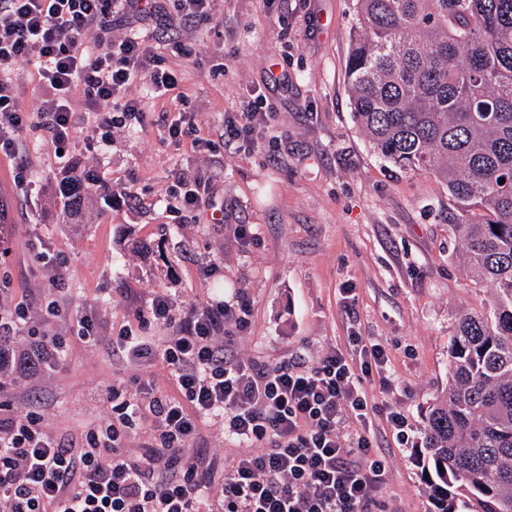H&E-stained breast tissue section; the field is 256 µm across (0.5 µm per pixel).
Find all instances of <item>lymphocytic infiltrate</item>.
Wrapping results in <instances>:
<instances>
[{
  "label": "lymphocytic infiltrate",
  "instance_id": "1",
  "mask_svg": "<svg viewBox=\"0 0 512 512\" xmlns=\"http://www.w3.org/2000/svg\"><path fill=\"white\" fill-rule=\"evenodd\" d=\"M212 0H0V153L12 155L11 134L27 124L10 78L16 64L31 65L48 97L37 114L49 143L76 145V111L96 113L102 133L143 123L133 82L158 95L175 89L177 72L164 68L158 48L182 23L211 24ZM125 36H112L115 24ZM152 25L150 35L139 28ZM272 114L257 96L225 116L224 141H251ZM217 173L178 177L179 210L200 217ZM247 289L207 303L161 343L143 336L144 322L123 326L111 340L113 355L138 365L162 363L177 389L161 393L148 381L136 391L112 386L111 422L83 442L61 444L35 412L0 417V512H365L383 482L385 463L372 457L367 384L380 374L389 384L385 347L349 337L318 363L292 356L273 365L244 362L226 336L252 322ZM208 421L224 426L238 448L213 490L201 455L191 445ZM153 442L140 450L128 441L141 424Z\"/></svg>",
  "mask_w": 512,
  "mask_h": 512
}]
</instances>
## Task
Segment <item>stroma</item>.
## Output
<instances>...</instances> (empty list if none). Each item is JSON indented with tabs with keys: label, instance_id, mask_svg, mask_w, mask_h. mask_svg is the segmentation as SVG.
I'll return each mask as SVG.
<instances>
[{
	"label": "stroma",
	"instance_id": "35a3bbf8",
	"mask_svg": "<svg viewBox=\"0 0 512 512\" xmlns=\"http://www.w3.org/2000/svg\"><path fill=\"white\" fill-rule=\"evenodd\" d=\"M211 8L220 27L173 25L195 43V57L159 49L181 77L178 88L158 98L144 82L130 86L145 102L144 124L115 129L104 143L97 115L80 113L70 156L111 199L87 195L70 215L63 162L36 125L15 134L16 155L0 154V281L8 285L0 302L27 313L12 345L27 347L45 332L65 340L55 367L0 380V414L38 411L53 435L80 441L110 421L113 381L145 378L173 390L162 364L130 366L110 349L153 291L176 303L171 324L145 329L159 340L242 287L254 305L251 327L233 337L244 361L274 364L297 353L314 363L346 348L356 331L385 346L392 383L375 379L368 389L406 414L413 438L397 447L384 415L376 416L387 474L369 512H429L420 456L426 416L448 385L459 315L486 310L493 288L461 269L445 184L382 160L353 117L345 65L355 0H213ZM258 94L273 114L257 146L198 151L164 138L163 117L184 111L201 136L219 141L225 113ZM215 168L224 177L207 213L201 223L184 221L174 208L176 174ZM128 188L138 202L125 197ZM215 215L222 225L210 226ZM241 224L257 225L253 241H240ZM79 312L96 319L97 344L73 334ZM196 446L217 476L237 451L210 423Z\"/></svg>",
	"mask_w": 512,
	"mask_h": 512
}]
</instances>
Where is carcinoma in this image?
Masks as SVG:
<instances>
[{
  "label": "carcinoma",
  "mask_w": 512,
  "mask_h": 512,
  "mask_svg": "<svg viewBox=\"0 0 512 512\" xmlns=\"http://www.w3.org/2000/svg\"><path fill=\"white\" fill-rule=\"evenodd\" d=\"M356 14L358 125L383 160L442 180L466 274L495 289L458 319L424 432L434 512H512V0H356Z\"/></svg>",
  "instance_id": "carcinoma-1"
}]
</instances>
